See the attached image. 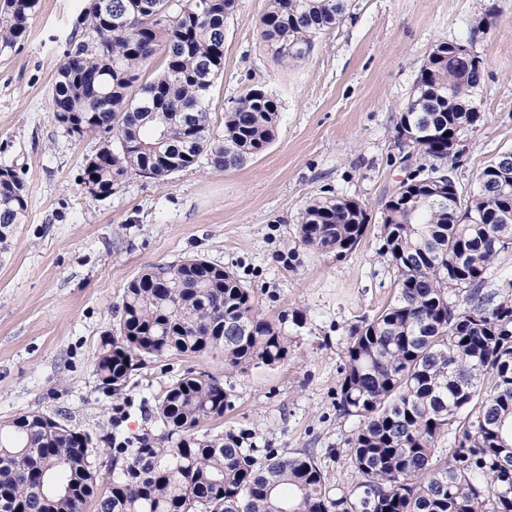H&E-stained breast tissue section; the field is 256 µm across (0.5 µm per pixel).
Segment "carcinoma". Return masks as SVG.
Returning <instances> with one entry per match:
<instances>
[{"mask_svg": "<svg viewBox=\"0 0 512 512\" xmlns=\"http://www.w3.org/2000/svg\"><path fill=\"white\" fill-rule=\"evenodd\" d=\"M235 0H91L79 36L63 52L52 109L70 137L105 133L83 183L110 196L133 170L165 181L203 164L241 167L274 140L277 98L246 87L212 119L224 72V22ZM38 0H0V55L27 33ZM351 0H266L261 33L286 64L310 55ZM441 41L420 67L395 124L396 139L421 175L400 183L383 208L384 252L395 271L392 299L348 328L337 411L357 419L348 440L358 483L334 489L314 453L265 448L249 435L206 425L234 402L214 376L175 378L134 436H100L118 472L106 487L90 461L92 437L57 414L32 411L0 426V512H512V279L492 271L512 253V150L478 176V192L448 205L460 155L448 143L483 118L485 79L472 43ZM161 68L142 71L156 56ZM28 189L16 170L0 173V238L23 223ZM369 225L365 205L324 194L308 204L301 241L338 258ZM101 336L94 370L119 395L151 360L221 352L247 372L288 360L283 319L263 317L253 291L230 270L194 256L148 267L130 281ZM492 380L491 390L484 387ZM451 438L453 450L439 447Z\"/></svg>", "mask_w": 512, "mask_h": 512, "instance_id": "carcinoma-1", "label": "carcinoma"}]
</instances>
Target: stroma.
<instances>
[{
  "label": "stroma",
  "instance_id": "1",
  "mask_svg": "<svg viewBox=\"0 0 512 512\" xmlns=\"http://www.w3.org/2000/svg\"><path fill=\"white\" fill-rule=\"evenodd\" d=\"M87 0H39L26 37L0 56V166L25 182L24 223L0 240V423L31 410L62 414L99 436L120 400L93 367L102 334L128 283L145 268L190 256L232 270L270 318L295 310L285 364L242 374L207 354L155 362L132 376L126 393L154 401L191 369L218 377L234 408L219 429L246 431L258 447L319 451L331 485L356 483L347 440L356 419L339 415L348 328L383 309L395 273L381 252L385 202L407 177L394 126L420 66L439 41H473L486 80L482 121L463 141L461 197L477 175L512 148V0H352L350 13L321 36L309 58L282 66L260 31L264 0H235L224 28V72L214 89L215 120L244 87L272 90L278 132L268 149L239 168L193 167L160 184L135 172L116 193L82 182L100 139L62 134L51 88ZM495 6L491 16L482 7ZM351 196L371 217L345 257L302 244L306 204L323 191Z\"/></svg>",
  "mask_w": 512,
  "mask_h": 512
}]
</instances>
